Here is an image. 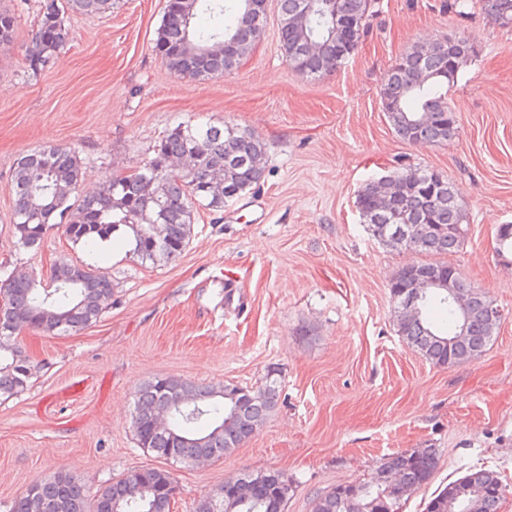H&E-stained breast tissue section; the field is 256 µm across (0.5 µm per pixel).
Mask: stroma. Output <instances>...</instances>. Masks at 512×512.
<instances>
[{
    "label": "stroma",
    "instance_id": "1",
    "mask_svg": "<svg viewBox=\"0 0 512 512\" xmlns=\"http://www.w3.org/2000/svg\"><path fill=\"white\" fill-rule=\"evenodd\" d=\"M165 0H112L99 15L65 16L74 39L61 60L28 70L23 50L39 0H0L16 18L0 48V279H46L64 257L108 272L114 294L77 334L29 329L33 365L23 393L0 398V512L32 481L68 473L96 492L127 471L160 466L131 423L137 389L158 377L256 386L279 370L280 400L246 443L208 465L174 466V512H194L225 479L277 470L293 483L287 512L312 497L370 480L386 456L431 448L430 485L401 512L470 469L497 472L512 512V262L495 250L512 224V26L478 0H376L354 54L318 79L299 76L278 38L269 0L265 31L226 77L191 80L154 50ZM456 32L475 54L448 90L456 137L412 145L379 107L396 59ZM248 127L267 144L255 193L201 212L176 259L152 264L119 236L102 253L47 229L21 248L13 225L17 158L61 144L98 180L133 172L183 121ZM404 165L442 171L463 194L469 230L447 260L503 312L481 356L439 367L397 330L388 283L407 254L379 243L356 207L358 189Z\"/></svg>",
    "mask_w": 512,
    "mask_h": 512
}]
</instances>
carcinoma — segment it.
<instances>
[{
	"label": "carcinoma",
	"mask_w": 512,
	"mask_h": 512,
	"mask_svg": "<svg viewBox=\"0 0 512 512\" xmlns=\"http://www.w3.org/2000/svg\"><path fill=\"white\" fill-rule=\"evenodd\" d=\"M200 0H166L156 32L155 51L170 69L191 79H210L224 70V44L233 54L246 56L260 39L262 29L241 24L244 0L235 5L215 4L212 23L191 29ZM305 0H278V34L286 61L303 78L317 79L344 64L352 52L338 37L334 20L347 19L363 29L372 16L374 0H316V8L303 14ZM69 9L103 13L112 0H67ZM481 8L503 26H512V0H480ZM14 16L0 12V44L12 41ZM72 39L65 24L61 0H41L36 25L24 51V60L36 73L56 64ZM312 41L314 48L299 58L297 50ZM463 58L448 45L431 42L416 46L397 59L381 79L379 97L389 102L385 115L396 136L409 144L439 145L458 134V117L448 104V87L471 58ZM154 156L134 173L112 177L95 195L78 199L81 179L77 157L67 147L48 145L17 159L13 170L14 230L18 243L40 248L47 228L61 224L66 236L90 251L113 240L118 232L132 236V255L153 264L179 257L186 249L198 210L220 211L224 204L260 187L265 178L264 139L247 127L182 122L154 146ZM171 158L183 161L174 173L165 170ZM389 180L396 194L387 200L378 183H365L357 194V207L372 236L399 253L417 259L403 264L388 283L395 316L406 305L400 275L409 268L434 270L450 267L445 257L456 252L467 234L461 189L442 172L405 166ZM395 224H413L417 238L401 242L383 235ZM161 228L158 238L155 228ZM459 287L470 295L465 342L448 348L457 334L458 312L444 290L427 293L418 314L396 322L398 331L415 352L435 366L452 359L461 364L486 350L496 327L488 312L496 308L487 294L457 271ZM112 279L85 264L60 259L48 282L32 276H8L0 281V397L25 391L32 374L31 361L13 340L20 328L53 335L78 333L94 325L112 300ZM182 395L190 409L170 413L171 431L157 433L152 419L165 411L167 399ZM278 373L267 371L256 387L228 383L220 388L176 377H157L135 394L132 427L138 444L166 462L194 465L200 455L220 459L241 446L279 401ZM435 450L423 448L381 459L367 483L357 485L349 498L329 490L313 496L311 512H399L405 500L390 498L379 474L394 472L408 494L427 486L436 471ZM168 467L131 470L91 495L69 474L36 479L9 512H35L33 498L46 512H171L178 491ZM249 493L237 499H200L195 512H286L292 486L274 470L239 475ZM506 486L487 469L471 471L448 483L431 497L444 502L442 512H499Z\"/></svg>",
	"instance_id": "1"
}]
</instances>
